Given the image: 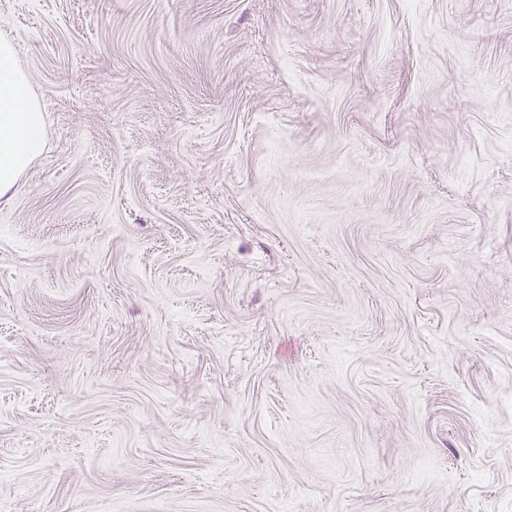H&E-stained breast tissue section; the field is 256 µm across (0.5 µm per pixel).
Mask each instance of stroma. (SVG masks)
Returning a JSON list of instances; mask_svg holds the SVG:
<instances>
[{"instance_id":"stroma-1","label":"stroma","mask_w":512,"mask_h":512,"mask_svg":"<svg viewBox=\"0 0 512 512\" xmlns=\"http://www.w3.org/2000/svg\"><path fill=\"white\" fill-rule=\"evenodd\" d=\"M0 512H512V0H0ZM45 145L40 107L18 65L14 41L0 40V198L14 190L22 173Z\"/></svg>"}]
</instances>
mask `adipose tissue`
Returning a JSON list of instances; mask_svg holds the SVG:
<instances>
[{
  "instance_id": "1",
  "label": "adipose tissue",
  "mask_w": 512,
  "mask_h": 512,
  "mask_svg": "<svg viewBox=\"0 0 512 512\" xmlns=\"http://www.w3.org/2000/svg\"><path fill=\"white\" fill-rule=\"evenodd\" d=\"M45 145L40 107L17 62L14 41L0 40V197L14 190L22 173Z\"/></svg>"
}]
</instances>
